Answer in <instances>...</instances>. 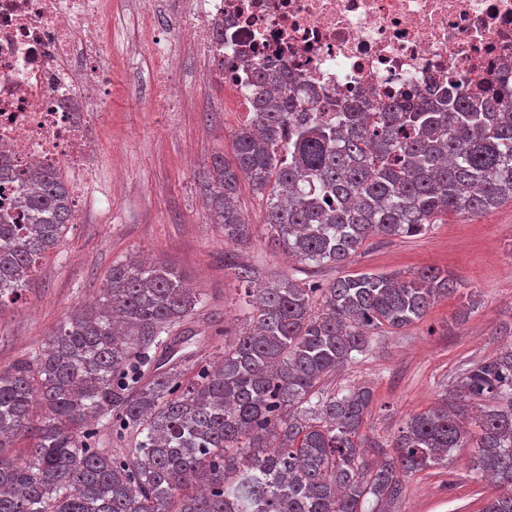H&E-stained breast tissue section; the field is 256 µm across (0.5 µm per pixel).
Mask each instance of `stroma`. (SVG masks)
Wrapping results in <instances>:
<instances>
[{
	"mask_svg": "<svg viewBox=\"0 0 512 512\" xmlns=\"http://www.w3.org/2000/svg\"><path fill=\"white\" fill-rule=\"evenodd\" d=\"M114 37L100 51L112 59V94L94 122L97 163L61 170L70 188L107 192L108 208L73 210L58 248L33 273L21 302L0 310V365L41 349L75 309L96 300L113 262L129 257L173 266L205 296L195 315L172 333L180 342L168 358L216 360L221 344L209 323L234 339L246 326L244 287L224 267V234L203 206L214 154L233 160L235 131L246 115L224 105V76L210 61L185 52L180 70L148 71L129 48L139 34L113 14ZM238 205L254 225L240 259L260 279L278 276L326 285L364 272L408 275L434 267L458 289L403 329L373 331L365 354L328 375L323 389L367 386L373 393L366 434L382 441L412 415L433 405L458 376L492 357L512 321V201L475 217H441L415 237L372 236L342 266L309 265L272 247L262 223L264 204L241 185ZM462 448L448 463L405 478L389 512H479L493 485L474 470Z\"/></svg>",
	"mask_w": 512,
	"mask_h": 512,
	"instance_id": "obj_1",
	"label": "stroma"
}]
</instances>
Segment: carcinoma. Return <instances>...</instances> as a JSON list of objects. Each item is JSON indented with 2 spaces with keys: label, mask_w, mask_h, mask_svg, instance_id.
Segmentation results:
<instances>
[{
  "label": "carcinoma",
  "mask_w": 512,
  "mask_h": 512,
  "mask_svg": "<svg viewBox=\"0 0 512 512\" xmlns=\"http://www.w3.org/2000/svg\"><path fill=\"white\" fill-rule=\"evenodd\" d=\"M253 104L234 163L214 155L204 187L226 245L252 235L237 205L243 180L265 202L271 243L316 265L347 263L373 235L413 237L442 215L512 201V104L492 93L362 112L306 102L288 72L261 71ZM28 181L25 223L0 222V305L21 300L72 213L58 172L36 168ZM224 266L241 282L255 275L234 254ZM454 283L434 267L319 290L272 279L221 360L152 372L160 336L203 293L167 264L114 263L96 301L0 367V512H384L404 477L471 446L496 484L480 512H512V344L389 443L361 433L368 388L319 389L371 331L421 320ZM102 421L135 433V447L99 448Z\"/></svg>",
  "instance_id": "cac0c4a2"
}]
</instances>
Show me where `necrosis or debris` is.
<instances>
[{"label":"necrosis or debris","mask_w":512,"mask_h":512,"mask_svg":"<svg viewBox=\"0 0 512 512\" xmlns=\"http://www.w3.org/2000/svg\"><path fill=\"white\" fill-rule=\"evenodd\" d=\"M188 47L220 61L236 111L248 84L284 70L309 95L363 102L497 89L512 101V0H178ZM113 0H0V188L31 168L93 163ZM223 28L216 39L215 28Z\"/></svg>","instance_id":"obj_1"}]
</instances>
